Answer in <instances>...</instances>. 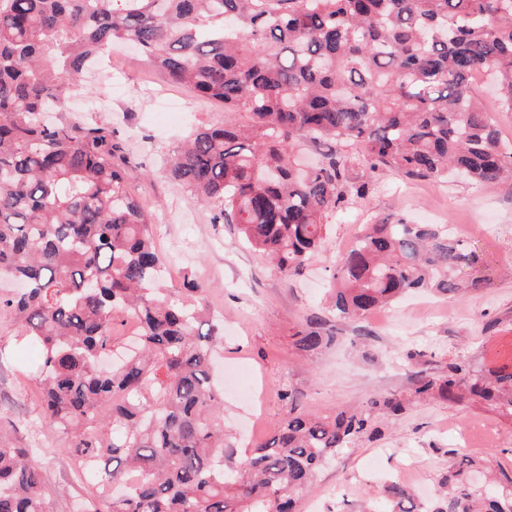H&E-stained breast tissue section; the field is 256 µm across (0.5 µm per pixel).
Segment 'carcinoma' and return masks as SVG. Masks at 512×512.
<instances>
[{"mask_svg": "<svg viewBox=\"0 0 512 512\" xmlns=\"http://www.w3.org/2000/svg\"><path fill=\"white\" fill-rule=\"evenodd\" d=\"M115 43L224 111L251 113L247 128L191 130L160 174L287 279L321 249L327 219L366 196L348 176L347 143L372 172L512 178V144L472 81L484 69L512 112V0H0V275L21 285L0 295V312L41 352L43 418L90 490L74 512H296L325 461L381 436L380 417L415 400L512 418V370L458 357L417 372L411 395H374L352 412H301L286 390L288 417L224 465L221 322L195 279L181 296L161 286L155 213L125 189L116 131L57 115L78 90L100 96L87 78L103 75L97 60ZM305 145L312 165L298 161ZM478 259L445 224L387 216L337 254L332 308L357 320L411 291L463 296L488 280L467 274ZM124 313L140 326L134 348L105 365ZM294 337L304 351L335 339L318 316ZM474 470L456 451L444 498L421 503L391 481L372 512H512V488L491 489L489 474L479 487L464 478ZM0 512H51L33 449L0 446Z\"/></svg>", "mask_w": 512, "mask_h": 512, "instance_id": "cac0c4a2", "label": "carcinoma"}]
</instances>
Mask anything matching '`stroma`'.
<instances>
[{
  "label": "stroma",
  "instance_id": "35a3bbf8",
  "mask_svg": "<svg viewBox=\"0 0 512 512\" xmlns=\"http://www.w3.org/2000/svg\"><path fill=\"white\" fill-rule=\"evenodd\" d=\"M111 74L104 105L94 114L114 128L135 170L128 189L157 215L151 232L180 273L204 285L202 301L221 318L225 367L246 364L248 376L224 392L225 461L234 464L271 435L288 413L282 390L296 393L301 410H355L375 394L410 391L416 372H436L450 358L468 357L478 367L512 360V182L474 184L461 178L412 181L391 171L369 172L351 150L349 176L369 184L366 199L352 200L328 219L325 243L303 275L283 278L266 257L240 242L232 224H214L203 205L157 175L162 158L195 126L233 120L252 123L247 112L227 113L169 87L128 46L105 59ZM389 214L416 224L439 222L480 256L489 280L461 299L415 296L354 321L329 313V268L347 240ZM326 317L336 339L317 351L297 349L293 333L307 317ZM8 313L0 314V433L18 446L40 437L39 459L52 512H72L83 490L32 398L33 354L16 338ZM512 475V420L479 406L428 400L382 423L379 440L341 450L323 467L298 503V512H365L382 501V485L394 479L433 494L448 472L450 453Z\"/></svg>",
  "mask_w": 512,
  "mask_h": 512
}]
</instances>
